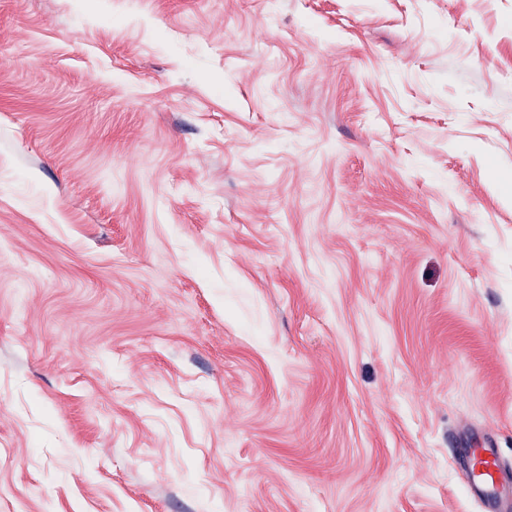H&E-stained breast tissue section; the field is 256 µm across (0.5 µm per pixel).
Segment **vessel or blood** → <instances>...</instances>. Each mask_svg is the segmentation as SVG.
Instances as JSON below:
<instances>
[{
    "label": "vessel or blood",
    "mask_w": 512,
    "mask_h": 512,
    "mask_svg": "<svg viewBox=\"0 0 512 512\" xmlns=\"http://www.w3.org/2000/svg\"><path fill=\"white\" fill-rule=\"evenodd\" d=\"M457 464L468 494L483 503L485 512H506L512 503V465L502 461L489 436L472 435L458 450Z\"/></svg>",
    "instance_id": "obj_1"
}]
</instances>
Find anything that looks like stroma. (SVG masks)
Segmentation results:
<instances>
[{
	"label": "stroma",
	"instance_id": "obj_1",
	"mask_svg": "<svg viewBox=\"0 0 512 512\" xmlns=\"http://www.w3.org/2000/svg\"><path fill=\"white\" fill-rule=\"evenodd\" d=\"M512 461V0H0V512H481ZM456 457L470 497L483 503L485 512H505L512 499V467L502 461L490 437L473 434Z\"/></svg>",
	"mask_w": 512,
	"mask_h": 512
}]
</instances>
